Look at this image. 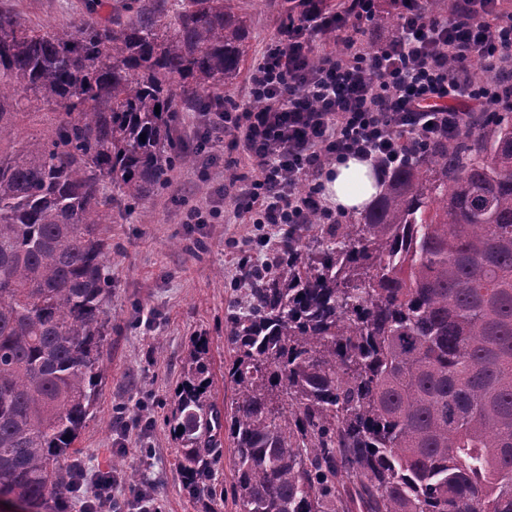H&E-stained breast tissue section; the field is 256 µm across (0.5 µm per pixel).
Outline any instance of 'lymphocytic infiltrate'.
<instances>
[{"instance_id":"lymphocytic-infiltrate-1","label":"lymphocytic infiltrate","mask_w":512,"mask_h":512,"mask_svg":"<svg viewBox=\"0 0 512 512\" xmlns=\"http://www.w3.org/2000/svg\"><path fill=\"white\" fill-rule=\"evenodd\" d=\"M296 13L270 38L241 101L207 115L232 136L251 176L224 192L236 214L270 226L260 238L275 259L282 229L338 218L320 198L326 167L341 157L371 158L389 173L410 152L455 135L472 113L512 112V24L503 0H450L447 9L397 0L383 32L377 0H294ZM81 512H163L151 478L134 497L119 476L86 479Z\"/></svg>"}]
</instances>
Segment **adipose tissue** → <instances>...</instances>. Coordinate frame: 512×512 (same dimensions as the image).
<instances>
[{
	"instance_id": "ef3b65f1",
	"label": "adipose tissue",
	"mask_w": 512,
	"mask_h": 512,
	"mask_svg": "<svg viewBox=\"0 0 512 512\" xmlns=\"http://www.w3.org/2000/svg\"><path fill=\"white\" fill-rule=\"evenodd\" d=\"M326 204L349 214L365 210L382 192L383 178L370 159L350 156L333 163L322 181Z\"/></svg>"
}]
</instances>
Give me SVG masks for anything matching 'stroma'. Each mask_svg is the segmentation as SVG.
Masks as SVG:
<instances>
[{"label": "stroma", "instance_id": "1", "mask_svg": "<svg viewBox=\"0 0 512 512\" xmlns=\"http://www.w3.org/2000/svg\"><path fill=\"white\" fill-rule=\"evenodd\" d=\"M281 0H236L248 15L251 39L247 60L255 62L262 41L283 20ZM119 0H101L89 12L87 0H0V9L25 15L39 29L70 28L88 18L108 23ZM250 163L223 136L219 146L198 155L195 164L177 170L170 185L132 207L118 203L117 223L101 227L111 252L109 333L102 347L105 379L75 447L88 473L110 471L114 463L143 471L138 448L153 450V476L165 512H203L188 497L179 466L178 442L166 419L177 403L176 391L193 339L209 341L213 377L211 397L223 404L231 390L224 378L232 346L225 321L234 280L245 257L244 244L257 232L247 217L234 216L232 200L218 189L234 175H251ZM217 201L219 216L209 224H187L190 206ZM125 403L130 414L148 405L146 440L116 443L112 408Z\"/></svg>", "mask_w": 512, "mask_h": 512}]
</instances>
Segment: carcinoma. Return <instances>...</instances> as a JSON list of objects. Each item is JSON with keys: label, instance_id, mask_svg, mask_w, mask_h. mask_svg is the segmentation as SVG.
<instances>
[{"label": "carcinoma", "instance_id": "cac0c4a2", "mask_svg": "<svg viewBox=\"0 0 512 512\" xmlns=\"http://www.w3.org/2000/svg\"><path fill=\"white\" fill-rule=\"evenodd\" d=\"M247 38L233 0L43 32L0 11V496L31 512L77 496L105 372L103 186L141 201L195 162L179 113L224 105ZM39 104L64 111L14 136ZM310 228L233 301L224 411L205 339L185 362L167 425L189 494L218 495L222 426L237 512H512V123L472 116L355 221Z\"/></svg>", "mask_w": 512, "mask_h": 512}]
</instances>
